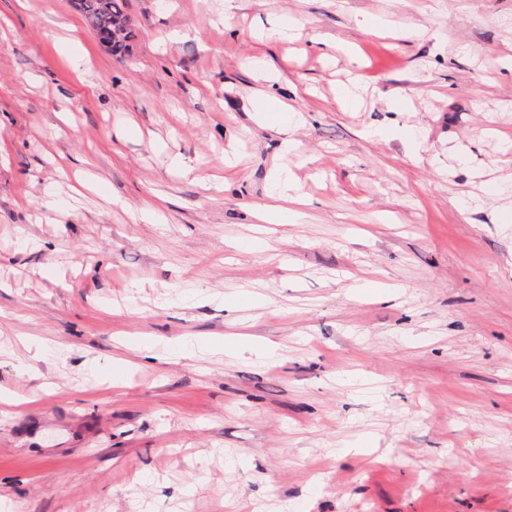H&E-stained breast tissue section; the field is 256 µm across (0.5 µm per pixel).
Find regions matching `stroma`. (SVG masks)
<instances>
[{
    "label": "stroma",
    "instance_id": "obj_1",
    "mask_svg": "<svg viewBox=\"0 0 512 512\" xmlns=\"http://www.w3.org/2000/svg\"><path fill=\"white\" fill-rule=\"evenodd\" d=\"M128 12L119 58L73 0H0V495L512 512V191L479 188L512 177V0ZM298 202L295 199L276 197L272 203H264L256 208V216L265 224H286L290 214H294L295 209L290 206Z\"/></svg>",
    "mask_w": 512,
    "mask_h": 512
}]
</instances>
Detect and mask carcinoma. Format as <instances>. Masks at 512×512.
<instances>
[{
    "mask_svg": "<svg viewBox=\"0 0 512 512\" xmlns=\"http://www.w3.org/2000/svg\"><path fill=\"white\" fill-rule=\"evenodd\" d=\"M75 9L114 56L122 57L135 37L127 0H75Z\"/></svg>",
    "mask_w": 512,
    "mask_h": 512,
    "instance_id": "obj_1",
    "label": "carcinoma"
}]
</instances>
